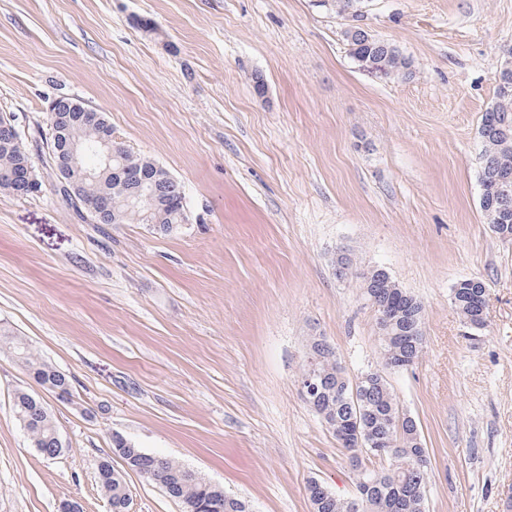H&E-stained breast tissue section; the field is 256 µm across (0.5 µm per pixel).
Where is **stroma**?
I'll return each mask as SVG.
<instances>
[{
	"label": "stroma",
	"instance_id": "obj_1",
	"mask_svg": "<svg viewBox=\"0 0 512 512\" xmlns=\"http://www.w3.org/2000/svg\"><path fill=\"white\" fill-rule=\"evenodd\" d=\"M409 57L381 81L348 54L331 0H0V114L22 136L66 95L184 189L188 221L92 224L46 189L0 192V321L68 375L59 401L0 346V512H110V459L132 512H181L112 452L120 433L245 500L312 512L318 479L355 476L304 401L310 337L349 375L377 366V315L336 256L424 304V350L388 380L430 457L426 512H501L512 491V239L480 206V127L512 49V0H359ZM150 28H143V21ZM265 82V95L254 91ZM487 285L464 325L455 283ZM43 397L64 449L43 456L14 395Z\"/></svg>",
	"mask_w": 512,
	"mask_h": 512
}]
</instances>
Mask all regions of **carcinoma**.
Instances as JSON below:
<instances>
[{
	"mask_svg": "<svg viewBox=\"0 0 512 512\" xmlns=\"http://www.w3.org/2000/svg\"><path fill=\"white\" fill-rule=\"evenodd\" d=\"M347 46L349 56L359 70L372 73L379 80L405 74L411 68V60L398 49L381 50L376 37L359 42L349 39ZM99 117L97 124L71 122L57 138L46 132L38 133L36 145L46 150L54 162L58 159L59 149L66 143L76 146L79 152L78 167L69 170L65 177L67 188L55 187L59 199L81 218L97 224H151L162 233H171L178 225L186 223L185 193L171 190L168 180L172 174L148 156L114 142L111 169L127 170L137 179L131 183L115 184L107 173L96 180L83 176L88 169L99 171L105 168L103 149L98 139L100 128H109L111 124L104 114H99ZM485 117L506 121L512 134V95L506 96L502 88H497L495 101ZM10 125L12 119L0 116V192L34 198L36 192L28 186H20L13 179L20 168L32 165V156L30 144L25 139L7 135ZM481 140V209L496 234L512 238V213L506 217L501 215L498 201L504 187H509L512 193V137L504 141L483 135ZM452 293L454 306L464 322L474 324L486 318L487 287L483 280H461ZM389 299L397 311L395 322L381 329L380 367L364 371L368 379L358 386V395L360 409L364 411L365 437L377 440L383 448L392 449L407 467L389 471L385 467L389 458L368 447L360 451L358 462L357 485L368 483L358 505L353 507L348 500L334 494L322 497L310 488L308 494L313 512H425L428 450L423 448L422 441L416 439L413 428L405 426L397 430L396 421L402 409L388 380L382 377L387 372L386 359L402 362L407 369L421 355L424 340L413 345L404 336V331L411 320L423 322L424 306L405 290H394ZM0 338L12 345L15 356L26 364L30 374L43 387L62 401L72 396L65 375L34 358L28 346L14 338L11 330L0 326ZM309 355L313 359L311 365L314 366L317 390L307 403L331 433L344 431L356 415L355 407L345 400L343 394L342 375L345 371L336 358L334 348L321 337H312ZM13 409L40 453L61 454L62 449L55 443L56 425L38 397L18 392L14 396ZM113 451L124 459L129 468L139 469L136 454L141 452L140 448L118 440L113 443ZM144 464L156 471L157 481L180 504L182 512H195L196 508L206 505L214 506L211 512H249L245 501L207 483L175 460L151 455ZM97 481L112 503V512H126L130 495L118 472H112L110 478L101 474Z\"/></svg>",
	"mask_w": 512,
	"mask_h": 512,
	"instance_id": "1",
	"label": "carcinoma"
}]
</instances>
